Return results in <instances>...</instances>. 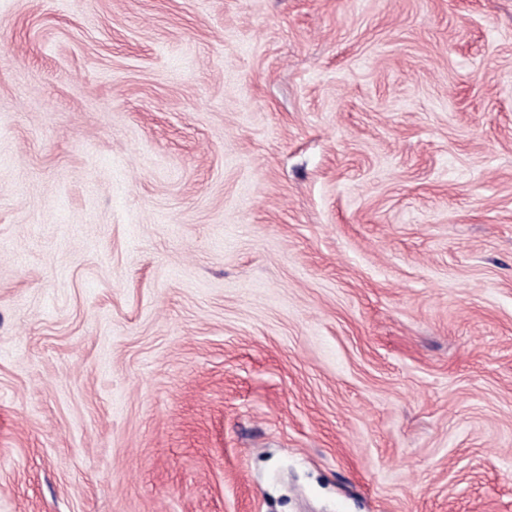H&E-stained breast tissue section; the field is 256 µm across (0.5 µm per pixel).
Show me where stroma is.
I'll return each mask as SVG.
<instances>
[{"label":"stroma","mask_w":512,"mask_h":512,"mask_svg":"<svg viewBox=\"0 0 512 512\" xmlns=\"http://www.w3.org/2000/svg\"><path fill=\"white\" fill-rule=\"evenodd\" d=\"M0 512H512V0H0Z\"/></svg>","instance_id":"1"}]
</instances>
